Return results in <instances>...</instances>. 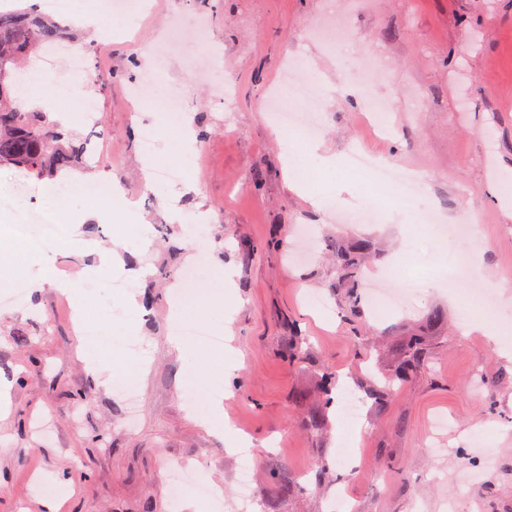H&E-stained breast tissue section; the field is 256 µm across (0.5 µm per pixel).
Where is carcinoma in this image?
I'll list each match as a JSON object with an SVG mask.
<instances>
[{"mask_svg":"<svg viewBox=\"0 0 512 512\" xmlns=\"http://www.w3.org/2000/svg\"><path fill=\"white\" fill-rule=\"evenodd\" d=\"M71 35L69 26L31 4L0 12V166L52 180L87 168L88 142L65 131L47 113L25 108L18 89L23 63ZM335 249L336 287L353 288L370 244L358 240L347 248L337 244Z\"/></svg>","mask_w":512,"mask_h":512,"instance_id":"1","label":"carcinoma"}]
</instances>
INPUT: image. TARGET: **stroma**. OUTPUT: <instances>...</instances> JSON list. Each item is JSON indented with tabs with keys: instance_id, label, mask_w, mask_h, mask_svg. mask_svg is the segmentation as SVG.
Masks as SVG:
<instances>
[{
	"instance_id": "obj_1",
	"label": "stroma",
	"mask_w": 512,
	"mask_h": 512,
	"mask_svg": "<svg viewBox=\"0 0 512 512\" xmlns=\"http://www.w3.org/2000/svg\"><path fill=\"white\" fill-rule=\"evenodd\" d=\"M163 32L175 43L159 65L186 107L159 123L133 88L151 67L142 45ZM88 39L92 80L43 70L50 85L71 87L47 110L73 113V133L106 145L82 177L116 181L146 233L114 250L124 226L88 231L96 210L73 200L62 210L67 235L29 247L54 282L0 304V389L10 393L0 512H44L53 493L57 512H181L159 480L170 465L223 487L222 510L205 499L203 512H239V455L206 425L213 412L250 442L252 512H512V333L502 332L512 320V208L492 193L512 181V0H154L132 38ZM286 70L323 92L318 155L268 112ZM89 97L91 123L81 116ZM374 99L391 102L388 123L366 112ZM148 124L158 157L182 155L179 184L146 185ZM290 153L323 204L289 179ZM356 153L420 173L412 196L375 184L352 166ZM44 186L0 169V194L21 204L42 206ZM357 238L375 247L361 278L384 276L400 257L419 272L411 306L337 287L331 243ZM106 252L111 268L90 275ZM463 253L479 255L473 279L495 290V309L463 303ZM186 266L232 277L230 299L184 300L188 320L231 337V365L171 342ZM61 280L87 301V320L133 337L137 350L90 345L101 360L91 371ZM413 337L425 357L410 366L400 347ZM204 370L206 399L188 386ZM140 371L133 414L116 383ZM316 413L326 418L317 432ZM482 433L493 453L474 444Z\"/></svg>"
}]
</instances>
